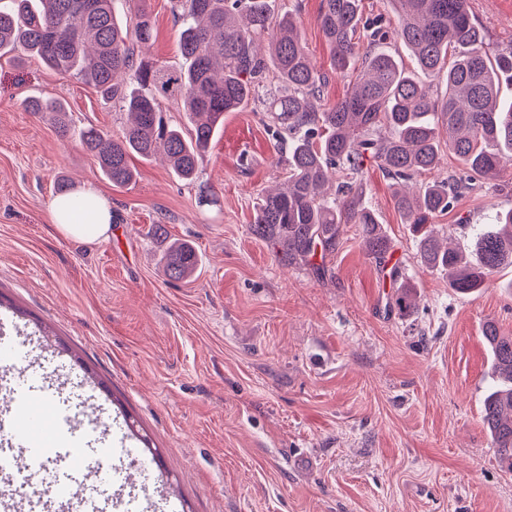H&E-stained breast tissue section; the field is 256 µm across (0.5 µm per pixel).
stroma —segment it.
<instances>
[{
    "mask_svg": "<svg viewBox=\"0 0 512 512\" xmlns=\"http://www.w3.org/2000/svg\"><path fill=\"white\" fill-rule=\"evenodd\" d=\"M308 53L331 75L321 0H285ZM491 43H512V0H471ZM154 24L140 58L182 61L170 0H147ZM54 99L72 122L120 134L127 114L90 85L34 58L0 56V342L27 344L0 366V393L54 386L75 424L51 473L80 477L74 455L131 448L105 477L107 512H512V472L482 422L486 322L512 336V276L460 295L420 263L394 207L393 181L364 169L363 200L415 283L419 310L386 316L390 283L356 225L327 254L326 278L283 265L250 226L261 193L284 183L288 146L260 105L224 116L198 179L132 157L116 186L79 142L59 137L24 100ZM112 204V236L76 242L53 227L58 179ZM512 207L498 188L462 193L434 221L465 246L469 227ZM165 225L167 240L150 233ZM194 245L195 278L172 281L166 241ZM110 422L92 432L91 417ZM147 436L149 445L139 443Z\"/></svg>",
    "mask_w": 512,
    "mask_h": 512,
    "instance_id": "1",
    "label": "stroma"
}]
</instances>
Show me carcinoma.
I'll use <instances>...</instances> for the list:
<instances>
[{"label": "carcinoma", "instance_id": "cac0c4a2", "mask_svg": "<svg viewBox=\"0 0 512 512\" xmlns=\"http://www.w3.org/2000/svg\"><path fill=\"white\" fill-rule=\"evenodd\" d=\"M116 2L11 0L10 7H0L1 55L36 57L128 112L122 135L106 138L92 127L72 129L58 101H26L31 112L52 113L61 136L77 137L112 184L133 181L134 154L160 156L178 179L195 181L224 113L258 102L271 113L276 133L288 139V180L262 196L250 228L284 264L302 263L317 278L326 277L314 258L336 250L343 225L357 224L367 254L392 281L388 314L406 318L417 312L415 285L389 265L391 240L362 202L361 175L370 162L394 181V204L412 225L421 264L448 272L456 293L471 294L512 269V208L482 225L466 254L429 223L475 181L489 185L512 169V99L501 91L502 83H512V46L489 50L470 0H390L396 16L386 24L364 19L362 0H321L319 25L333 69L345 74L359 56L361 74L345 97L319 106L315 101L329 75L310 59L295 17L273 19L269 0H171L184 59L178 68L136 56L135 46L152 39L151 19L142 9L123 27ZM388 41L403 46L416 69L377 49ZM441 77L445 89L439 94L432 81ZM170 99L181 102L189 129L164 122L162 103ZM443 145L463 164L461 170L413 183L438 168ZM56 194L65 210L91 207L71 196L66 181L57 183ZM162 263L168 278L184 280L195 275L199 260L193 247L174 241ZM483 338L494 386L482 419L500 462L512 472V336L487 322Z\"/></svg>", "mask_w": 512, "mask_h": 512}]
</instances>
